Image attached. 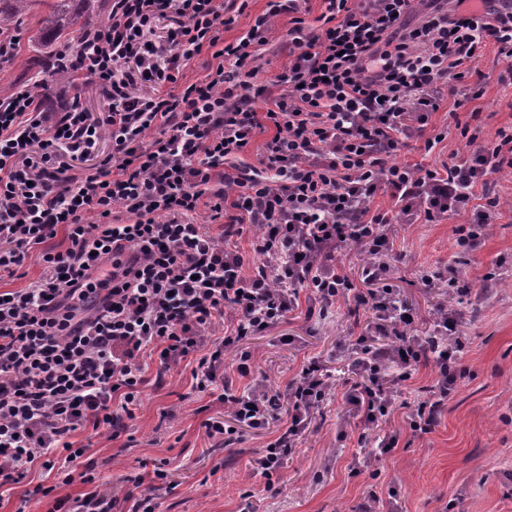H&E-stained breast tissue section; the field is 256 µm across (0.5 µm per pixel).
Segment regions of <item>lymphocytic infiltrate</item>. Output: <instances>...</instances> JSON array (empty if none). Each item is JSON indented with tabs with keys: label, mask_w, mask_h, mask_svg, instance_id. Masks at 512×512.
<instances>
[{
	"label": "lymphocytic infiltrate",
	"mask_w": 512,
	"mask_h": 512,
	"mask_svg": "<svg viewBox=\"0 0 512 512\" xmlns=\"http://www.w3.org/2000/svg\"><path fill=\"white\" fill-rule=\"evenodd\" d=\"M267 0L233 42L224 32L244 0H112L108 24L58 48L55 67L101 89L94 119L79 100L49 112L33 86L0 99V280L17 278L40 249V277L0 290V487L24 482L54 457L66 482L89 492L53 496L25 489V501L52 498L49 512H112L92 490L87 446L75 432L129 431L146 388L191 362L192 389L216 396L220 417L204 424L218 444L235 428L278 437L251 462L267 493L283 487L285 462L330 394V375L310 362L284 386L257 377L238 344L272 330L288 314L326 318L345 304L369 312L364 331L341 354L359 381L342 395L363 425L361 462L378 475L398 433H381L388 408L420 366L436 377L405 428L423 438L437 425L466 373L470 343L458 311L437 304L425 335L417 310L383 285L391 227L436 224L466 212L453 229L458 253L472 257L507 199L495 175L512 170V125L490 137L461 127L473 149L438 165L396 162L442 106V89L463 81L494 47L512 76V6L490 0ZM289 27L276 50L283 72L258 79L257 60L276 17ZM210 52L204 79L185 72ZM267 140L255 165L240 159L257 134ZM111 153L75 171L102 135ZM392 213L374 209L378 193ZM130 219L118 221L116 209ZM204 223H194L196 215ZM251 232L252 258L239 247ZM368 261L360 280L338 262L348 248ZM427 288L478 298L494 292L454 266L423 274ZM157 357L156 369L143 362Z\"/></svg>",
	"instance_id": "1"
}]
</instances>
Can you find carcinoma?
<instances>
[{
  "mask_svg": "<svg viewBox=\"0 0 512 512\" xmlns=\"http://www.w3.org/2000/svg\"><path fill=\"white\" fill-rule=\"evenodd\" d=\"M45 0H0V37L10 33L12 26L31 10L36 3ZM98 16L97 0H52L48 11L38 21V41L45 47L64 44L93 27ZM48 56L38 59L40 76L37 84L46 91L54 86H65L68 80L46 66Z\"/></svg>",
  "mask_w": 512,
  "mask_h": 512,
  "instance_id": "cac0c4a2",
  "label": "carcinoma"
}]
</instances>
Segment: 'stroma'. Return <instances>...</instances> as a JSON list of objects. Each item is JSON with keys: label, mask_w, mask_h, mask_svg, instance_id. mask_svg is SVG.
<instances>
[{"label": "stroma", "mask_w": 512, "mask_h": 512, "mask_svg": "<svg viewBox=\"0 0 512 512\" xmlns=\"http://www.w3.org/2000/svg\"><path fill=\"white\" fill-rule=\"evenodd\" d=\"M36 15L21 20L17 55L0 64V96L11 94L25 83L33 62L43 48L36 38ZM500 64L487 51L469 77L484 94L463 101L460 107L445 103L433 114L423 136L410 140L397 155L400 163L449 161L467 150L459 124L476 122L492 131L512 123V85L501 83ZM447 129V138L425 151L426 138ZM453 224H398L394 246L383 260L391 275L386 287L394 289L421 314L447 302L444 288L427 289L423 269L453 262ZM512 212H503L491 225L483 246L468 267L477 278L499 270L505 285L486 300L478 317L465 322L471 340L464 357L467 372L431 434L421 439L403 433L406 417L434 382L431 366H423L407 382L392 408L388 429L401 436L391 455L380 464L381 475L356 472L357 424L342 423L336 400L325 402L283 469V491L273 496L262 483L249 477L255 453L278 433V426L244 432L233 449L217 447L203 423L222 406L208 402L191 390V371L185 366L171 370L163 387L147 388L134 427L127 436L112 440L101 436L92 449L95 483L100 492L133 490V476L151 480L148 462L169 460L168 477L158 495L160 512H241L252 504L255 512H356L368 492H376L382 512H512ZM345 309L331 318L307 319L304 310L289 314L273 330L243 343L252 351L270 384L281 386L304 365L317 360L344 381L346 363L340 346L359 335ZM175 417H166L167 409Z\"/></svg>", "instance_id": "1"}]
</instances>
